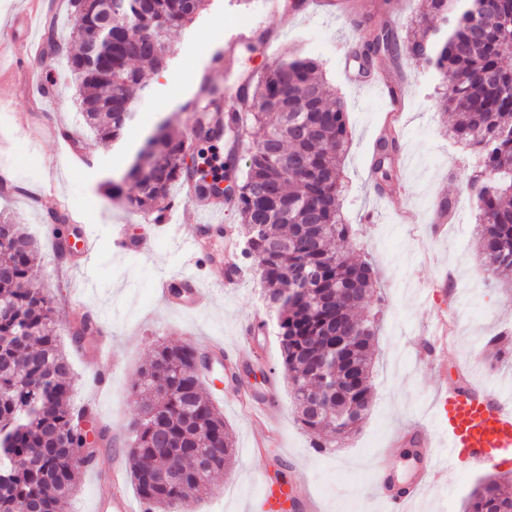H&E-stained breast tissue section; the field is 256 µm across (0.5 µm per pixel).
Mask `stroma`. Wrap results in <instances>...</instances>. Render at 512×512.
Here are the masks:
<instances>
[{
  "label": "stroma",
  "mask_w": 512,
  "mask_h": 512,
  "mask_svg": "<svg viewBox=\"0 0 512 512\" xmlns=\"http://www.w3.org/2000/svg\"><path fill=\"white\" fill-rule=\"evenodd\" d=\"M261 8V0H210L194 24L171 34L177 53L166 84L176 99L191 96L187 76L213 53L209 30L233 25L236 17L254 15ZM23 10L54 18L61 29L68 22L71 2L0 0V32ZM268 25L280 39L275 55L255 45L240 46L233 68L212 73L211 79L221 89L237 85L251 71L272 65L290 51L317 59L326 82L348 111L342 211L355 235L344 248L353 259L374 264L378 284L367 305L384 311L374 345L370 410L356 432L337 447L311 448L310 434L296 420L276 342L275 317L256 277L249 275L214 289L202 311L189 307L176 311L156 297L153 284L159 273L178 274L188 262L181 242L197 222L194 208L176 216L173 234L157 233L150 214L126 205L128 196L136 192L133 182L125 183L119 198L105 191L104 178L116 176L113 162L120 143H103L91 135L82 138L80 145L89 152L91 163L78 172L55 143L15 137L12 116L16 113L24 115L34 130L49 122L77 129L76 83L61 58L48 56L42 62L44 74L56 83L54 103H32L21 74L0 71V168L12 170L24 183L28 168H41L44 159H55L58 166L56 193L45 197L39 208L14 194L0 198V210H7L13 223L21 225L37 244L38 267L32 285L49 292L56 303L55 334L71 365L70 403L77 409L92 408L94 418L109 430L112 450H127L128 425L141 409L138 371L156 342L207 336L229 343L241 322L256 318L264 322L265 332L255 337V350L243 351L236 362V380L228 379L226 366L216 365L212 379L202 383L204 395H211L216 386L224 391L215 404L233 436L235 464L231 474L212 479L193 503V512H248L259 492L260 475L281 461L313 495L319 512H383L373 485L377 461L392 455L397 480L410 479L414 460L404 444L395 443V436L413 422L436 432L438 396L445 383L457 380L470 365L475 352L485 358L479 369L481 381L512 402V353L492 367L488 364L492 350L487 346L491 336L512 331V270L495 279L483 272L478 250L481 227L461 192L475 157L449 139L452 118L436 92L439 80L426 65L404 56L389 74L406 101L401 116L400 179L379 192L371 180V164L385 120V99L372 89L359 64L345 62L358 39L351 17L310 18L305 11L291 9L269 17ZM440 198L456 200L457 208L443 232L435 236L429 215ZM61 199L80 209L86 233L100 242L92 264L82 271L58 265L49 242L47 215ZM115 224L125 225L131 236L150 238L149 248L115 256L109 240ZM74 300L82 302L94 318L79 344L71 333ZM437 309L448 315V340L454 353L443 372L421 352ZM94 364L111 376L105 390L93 386L90 367ZM257 372L264 373V381H254ZM243 389L272 398L273 412L263 417L243 406L239 398ZM486 476V471L457 464L448 471L446 492L424 497L413 512H463L466 497Z\"/></svg>",
  "instance_id": "1"
}]
</instances>
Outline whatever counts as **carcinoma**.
<instances>
[{
	"label": "carcinoma",
	"mask_w": 512,
	"mask_h": 512,
	"mask_svg": "<svg viewBox=\"0 0 512 512\" xmlns=\"http://www.w3.org/2000/svg\"><path fill=\"white\" fill-rule=\"evenodd\" d=\"M210 0H122L107 18L103 0L72 4L69 37L51 25L46 44L78 82L86 125L102 141L119 140L135 115V99L147 91L145 74L132 65L169 69L166 35L193 23ZM424 27L399 36L382 0L380 10L354 20L363 35L353 55L369 73L388 70L407 54L436 76L449 79L443 92L454 114L453 136L476 152L477 169L495 174L466 183L481 225L484 268H512V0H422ZM441 19L436 34L426 25ZM112 21V47L90 55L87 48ZM251 146L243 176L239 157L219 161L217 145L199 137L194 145L160 121L124 173L137 193L127 199L140 212L160 211L172 188L187 178V155L211 152L213 174L233 178L246 260L267 292L297 421L312 447L354 432L371 405L370 377L379 311L355 316L375 292L374 269L331 248L347 241L352 225L341 212V160L348 141L347 112L327 102L320 65L310 57L281 60L240 89ZM401 143L379 137L371 176L382 190L396 173ZM37 249L18 225L0 216V512H57L78 487V471L89 465L86 433L70 404V367L57 344L52 299L30 287ZM297 266L314 273L310 286L290 278ZM190 343H159L139 373L144 407L130 423V473L147 512H183L209 486L211 473L197 470L195 449H210L221 470L230 471L235 452L224 416L204 396ZM173 465L184 484L148 477ZM507 477L491 476L469 494L465 512H512Z\"/></svg>",
	"instance_id": "carcinoma-1"
}]
</instances>
